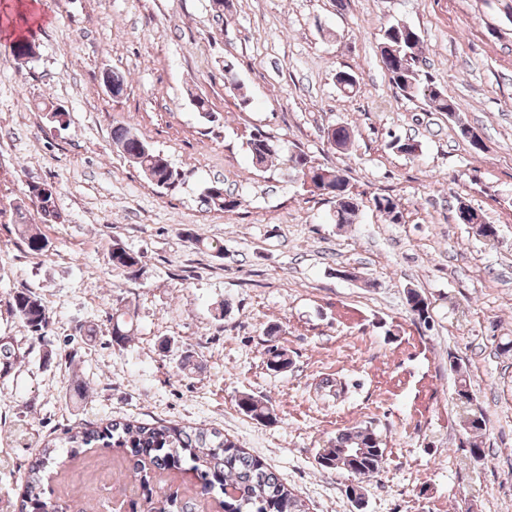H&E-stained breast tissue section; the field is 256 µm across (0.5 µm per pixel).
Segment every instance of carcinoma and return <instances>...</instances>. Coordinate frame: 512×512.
<instances>
[{"label":"carcinoma","mask_w":512,"mask_h":512,"mask_svg":"<svg viewBox=\"0 0 512 512\" xmlns=\"http://www.w3.org/2000/svg\"><path fill=\"white\" fill-rule=\"evenodd\" d=\"M380 53L390 80L403 96H422L440 112L455 111L454 102L442 94L430 80L421 77L416 62L421 53V37L407 24L397 23L384 30ZM328 141L337 149H346L352 131L344 126L327 132ZM112 141L123 152L138 158L135 165L151 183L159 187L173 185L178 173L168 161L150 151H143L144 141L128 128H112ZM247 148L251 161L263 166L279 151L274 137L256 131L249 135ZM289 168L312 181L329 174L328 186L336 190L332 196L338 224H352L359 210V202L351 191L349 181L340 171L317 165L304 151L288 156ZM205 201L222 211H233L240 200L224 190L217 182L206 189ZM373 206L391 223L402 218L399 203L389 195L373 197ZM21 236L27 249L41 254L46 249L45 237L27 229L23 212H18ZM114 266L132 272L138 270L141 256L116 245L109 254ZM9 308L29 331L44 337L50 331L51 318L40 301L29 291H18L8 301ZM112 339L118 345L128 339L125 313L115 310L112 314ZM267 366L274 371L288 368L286 353L272 346L267 350ZM26 359V352L16 346L11 338H0V373H7ZM242 411L251 417L269 421L272 407L267 403L242 394L237 399ZM58 448L67 449L68 457L75 459L91 448L115 450L139 480L136 499L131 501V512H197L195 497L184 499L176 493L164 497L155 490V480L164 475L182 471L193 472L198 489L203 495L218 497L222 512H306L305 505L280 480L278 475L260 459L226 438L220 430L181 425L179 423L137 420H112L97 427L65 432L58 442L43 449L28 467L25 490L18 512H64V507L54 501L45 476L54 463ZM385 463V449L376 433L369 427H360L336 436V440L322 449L318 464L323 469L345 471L355 477H371L379 473Z\"/></svg>","instance_id":"cac0c4a2"}]
</instances>
